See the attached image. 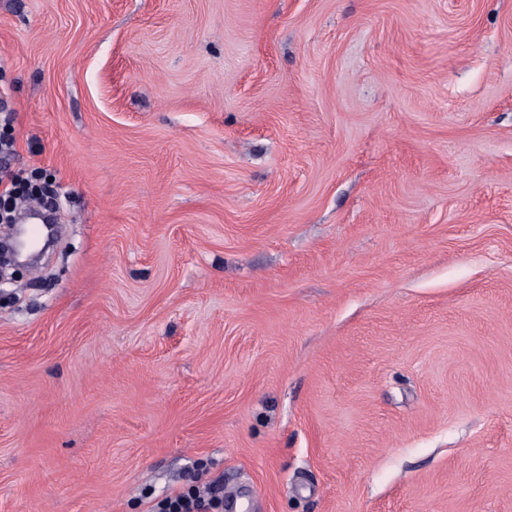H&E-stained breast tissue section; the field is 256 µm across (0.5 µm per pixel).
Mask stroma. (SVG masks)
Masks as SVG:
<instances>
[{"label": "stroma", "instance_id": "obj_1", "mask_svg": "<svg viewBox=\"0 0 512 512\" xmlns=\"http://www.w3.org/2000/svg\"><path fill=\"white\" fill-rule=\"evenodd\" d=\"M0 512H512V0H0ZM43 187L37 183V179L28 180L19 186H14L11 188H6L0 194V208H1V223L13 222L12 208L11 204L14 199H16L21 194H26L28 199H31L33 202H39L41 204L43 202ZM20 227L15 228V246H13V262L14 265L22 266L27 261L33 252L38 248L36 241L30 239L28 234L30 232L29 225H17ZM218 496H208V493L189 487L158 502L150 512H210L216 507Z\"/></svg>", "mask_w": 512, "mask_h": 512}]
</instances>
